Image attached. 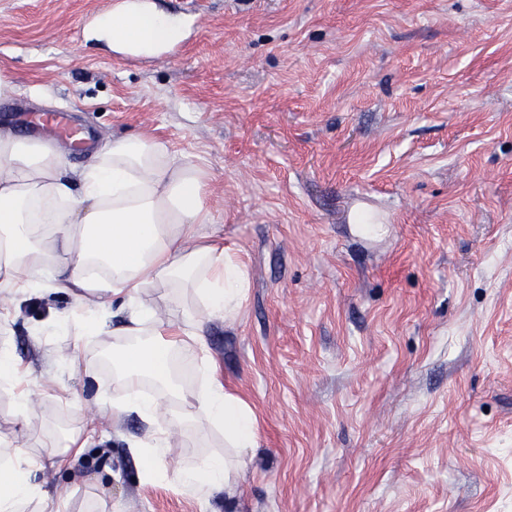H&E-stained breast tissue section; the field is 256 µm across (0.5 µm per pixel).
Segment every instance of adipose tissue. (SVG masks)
<instances>
[{
  "label": "adipose tissue",
  "mask_w": 512,
  "mask_h": 512,
  "mask_svg": "<svg viewBox=\"0 0 512 512\" xmlns=\"http://www.w3.org/2000/svg\"><path fill=\"white\" fill-rule=\"evenodd\" d=\"M100 32L116 52L139 55L160 51L181 27L133 2L106 15ZM67 165L50 142L0 133V295H72L75 307L41 330L78 336L104 331L102 304L121 300L123 341L112 350V372L123 395L99 399L98 423L114 425L132 412L150 422L162 401H177L168 427L154 430L141 449L148 480L166 478L172 432L222 429L223 453L199 456L174 474L185 495L212 498L242 477L260 429L251 405L222 383L215 366L204 365L201 383L187 389L172 364L174 355L206 352L207 324L235 321L248 297L247 265L211 227L208 175L148 135L104 141L79 170L78 187L64 179ZM151 292L177 303L176 321L156 319L144 302ZM40 468L0 437V512H29L47 500Z\"/></svg>",
  "instance_id": "adipose-tissue-1"
}]
</instances>
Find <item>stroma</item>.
I'll list each match as a JSON object with an SVG mask.
<instances>
[{"instance_id":"obj_1","label":"stroma","mask_w":512,"mask_h":512,"mask_svg":"<svg viewBox=\"0 0 512 512\" xmlns=\"http://www.w3.org/2000/svg\"><path fill=\"white\" fill-rule=\"evenodd\" d=\"M120 2L0 0V131L64 109L93 143L154 135L209 172L250 288L208 349L260 442L206 502L143 479L145 423L90 431L120 390L100 364L120 305L108 333L39 335L62 292L0 303L33 378L26 428L0 389V437L43 455L88 434L45 468L71 512H512V0H149L194 11L152 56L96 38ZM223 450L192 429L165 459Z\"/></svg>"}]
</instances>
